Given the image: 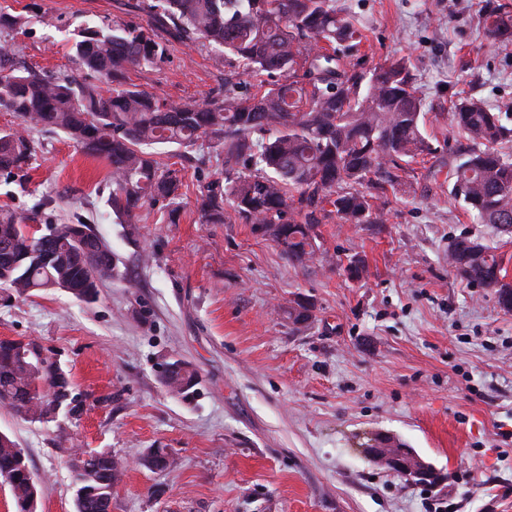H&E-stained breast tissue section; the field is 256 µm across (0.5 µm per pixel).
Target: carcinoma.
Returning a JSON list of instances; mask_svg holds the SVG:
<instances>
[{
    "mask_svg": "<svg viewBox=\"0 0 512 512\" xmlns=\"http://www.w3.org/2000/svg\"><path fill=\"white\" fill-rule=\"evenodd\" d=\"M153 20L169 25L182 41H200L219 63L234 59L255 81L246 95L224 78L209 98L172 101L130 82L127 72L158 66L166 48L151 28L87 19L67 33L75 65L109 85L78 79L72 72L47 73L17 62L0 46V111L19 119L0 130V172L27 166L36 153L29 131L63 133L82 151L105 159L112 169L107 206L122 224L158 203L178 211L181 170L164 167L156 155L171 149L185 161L206 148L224 154V185L203 187L202 224L241 221L274 241L288 260L305 265L318 249L321 224H382L377 201L397 193L403 174L435 152L422 132L424 104L405 59L363 67L366 36L358 20L336 8V0H149ZM487 37L512 44V5L482 12ZM452 125L466 145L448 163L451 194L482 224L512 235V153L499 145L512 130L481 99L460 96L449 106ZM230 202L232 212L224 211ZM448 265L478 288L496 292L512 311L503 259L468 236L448 244ZM108 241L80 220L46 233L0 213V289L6 302L49 289L55 282L76 300L91 303L113 276ZM23 340L0 339V404L30 421L48 423L59 409L75 415L66 373L54 356ZM166 384L183 395L198 372L175 360ZM22 449L0 437V478L18 512L39 494L19 464ZM108 451L78 452L72 467L86 487L85 510L111 512L112 488L124 474Z\"/></svg>",
    "mask_w": 512,
    "mask_h": 512,
    "instance_id": "carcinoma-1",
    "label": "carcinoma"
}]
</instances>
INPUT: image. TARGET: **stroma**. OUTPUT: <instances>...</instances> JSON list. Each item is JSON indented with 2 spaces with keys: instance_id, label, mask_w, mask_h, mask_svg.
<instances>
[{
  "instance_id": "stroma-1",
  "label": "stroma",
  "mask_w": 512,
  "mask_h": 512,
  "mask_svg": "<svg viewBox=\"0 0 512 512\" xmlns=\"http://www.w3.org/2000/svg\"><path fill=\"white\" fill-rule=\"evenodd\" d=\"M145 0H0V9L79 23L144 26ZM482 0H336L361 22L367 67L410 63L424 131L444 168L455 147L450 100L482 98L512 128V46L487 38ZM167 48L133 83L169 99H205L234 60L156 28ZM30 67L72 70L63 32L35 24L0 31ZM29 168L0 175V211L46 226L76 218L112 244L118 274L95 302L32 292L0 304V337L35 340L70 376L80 414L32 423L0 405V432L22 448L40 483L38 512H75L74 452L109 451L126 470L112 512H512V311L448 264L466 235L494 248L512 276V237L468 216L447 181L422 165L383 224H323L320 249L294 264L248 224H203L200 189L224 178L206 151L182 173L176 220L143 207L137 231L110 215L111 168L63 134L38 130ZM367 272L350 279V257ZM311 317L293 323L288 309ZM190 363L188 396L164 385L167 362ZM384 433L440 470L416 485L361 447ZM168 448L165 470L138 465Z\"/></svg>"
}]
</instances>
